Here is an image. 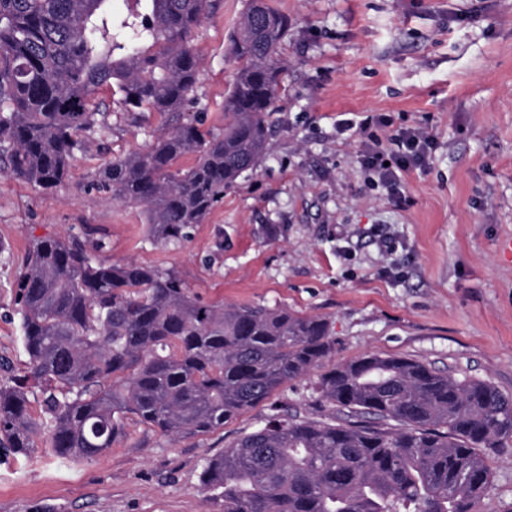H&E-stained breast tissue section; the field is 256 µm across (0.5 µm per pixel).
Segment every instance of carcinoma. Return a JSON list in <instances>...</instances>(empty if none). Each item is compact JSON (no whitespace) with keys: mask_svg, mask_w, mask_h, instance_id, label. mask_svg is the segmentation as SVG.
I'll return each mask as SVG.
<instances>
[{"mask_svg":"<svg viewBox=\"0 0 512 512\" xmlns=\"http://www.w3.org/2000/svg\"><path fill=\"white\" fill-rule=\"evenodd\" d=\"M0 0V161L51 192L89 135L96 95L116 89L131 113L161 119L143 152L114 158L91 186L143 208L153 241L175 245L269 146L288 15L250 0L230 45L238 63L224 130L188 110L201 55L193 43L212 0ZM187 155L188 168L176 166ZM78 235L34 240L18 274L27 370L0 386V447L27 454L47 431L56 455L91 459L134 416L174 440L206 435L329 361V322L286 309L202 302L171 270L93 256ZM40 388L46 429L29 414ZM339 413L315 420L274 407L264 425L204 459L203 488L224 512H478L487 452L512 439V396L402 357L333 363L316 384Z\"/></svg>","mask_w":512,"mask_h":512,"instance_id":"1","label":"carcinoma"}]
</instances>
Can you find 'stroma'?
Wrapping results in <instances>:
<instances>
[{"label": "stroma", "instance_id": "1", "mask_svg": "<svg viewBox=\"0 0 512 512\" xmlns=\"http://www.w3.org/2000/svg\"><path fill=\"white\" fill-rule=\"evenodd\" d=\"M291 29L269 149L188 239L162 246L141 208L91 190L112 158L145 150L157 115L133 119L101 92L100 148L46 193L0 175V385L25 368L16 278L33 239L103 240L102 258L174 271L207 303L284 308L329 321L336 361L413 359L512 394V0H271ZM247 0H213L195 32V109L224 126L237 63L230 36ZM368 112L427 128L428 164L399 171L406 208L358 162L360 134L336 122ZM395 249L384 252L378 233ZM317 374L279 392L302 414L328 409ZM268 404L207 435L170 440L129 417L125 434L79 463L40 435L27 455L0 448V512H224L204 490V458L259 427ZM479 512H512V440L490 457Z\"/></svg>", "mask_w": 512, "mask_h": 512}]
</instances>
